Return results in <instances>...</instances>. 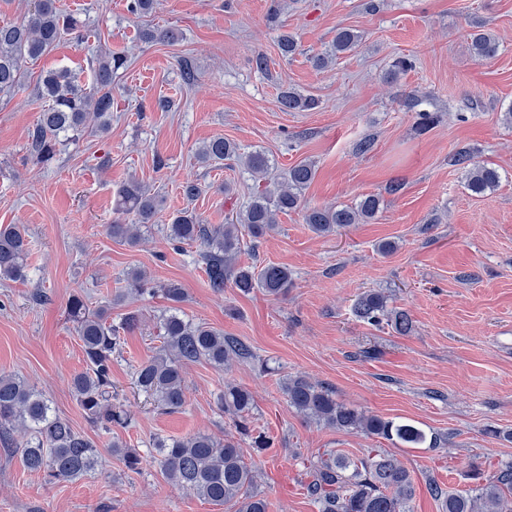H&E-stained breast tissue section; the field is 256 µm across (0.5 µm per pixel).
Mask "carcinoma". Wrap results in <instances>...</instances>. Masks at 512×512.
I'll use <instances>...</instances> for the list:
<instances>
[{
  "instance_id": "1",
  "label": "carcinoma",
  "mask_w": 512,
  "mask_h": 512,
  "mask_svg": "<svg viewBox=\"0 0 512 512\" xmlns=\"http://www.w3.org/2000/svg\"><path fill=\"white\" fill-rule=\"evenodd\" d=\"M60 0H39L35 10L20 20L0 25V91H14L23 84L27 64L50 52L66 35L80 37L78 21L59 5ZM361 35L348 28L336 32L332 48L312 57L313 66L325 69L337 55L356 50ZM475 55L480 60L493 58L498 41L490 33L472 37ZM127 60L119 54L101 53L93 68L92 85L86 86L71 71L51 69L41 74L37 95L49 101L30 132V148L35 159L48 165L59 152L61 137L76 140L85 133L105 134L111 128L112 96L119 71ZM280 104L286 111L313 110L317 101L292 89L280 92ZM201 163L221 164L244 160V167L259 181L248 206L235 221L211 226L188 206L170 215L161 227L167 241L175 248L184 244L200 245L209 286L224 292L230 282L244 294L259 288L276 299L288 295L292 274L288 268L268 263L261 267L239 266L242 232L258 239L277 227V216L303 208V220L317 235H328L338 227L368 224L375 220L381 199L368 195L352 206H302L305 190L315 178L314 165L300 163L271 175L273 165L262 151L239 153L233 142L215 137L197 152ZM454 162L466 169L465 187L473 197L496 190L502 180L495 167L474 160L471 153L460 151ZM163 200L149 193L136 179L127 180L118 191L117 213L132 215L135 221L124 224L116 219L108 225L112 239L135 246L141 228L154 223ZM29 248L28 235L19 224L0 226V280H25L23 258ZM144 272L127 274L124 293L119 298H137L148 292ZM159 291L172 303L157 326L161 350L139 365L135 382L139 391L152 397L166 413H178L186 404L184 368L190 363L207 361L216 367L234 358L248 359L250 348L221 330L187 319L177 307L185 299L184 289L170 282ZM360 320L378 325L386 322L407 335L413 324L407 311L390 308L387 298L377 291L364 292L352 304ZM68 319L74 323L86 357V371L72 380V390L86 420L97 431L112 433L114 428L129 427L132 418L124 405L112 402V356L122 349L124 334L139 326L138 311L131 310L112 318V307L90 310L84 296L71 295L66 304ZM288 407L305 418L341 431L361 432L393 445L437 448L441 437L404 421L387 419L359 411L336 399V390L305 375L289 376L281 383ZM219 411L234 418L240 441H249L261 453L271 447V440L250 428L254 407L252 394L228 381L217 398ZM23 430L24 440L17 444L23 467L43 475L48 482L68 481L85 476L98 467L97 443L75 431L68 421L53 412L46 395L16 374H0V434ZM160 470L172 486L190 492L215 505H228L235 512H268V503L259 490L258 469L243 458L239 441L217 438L208 433L184 437L158 438L153 443ZM128 472L142 471L143 457L134 448L116 440L110 444ZM429 493L442 500L443 512H512V462L501 466L493 479L465 493L445 492L436 484ZM306 492L318 505L319 512H412L415 479L394 455L373 448L353 460L327 449L310 461Z\"/></svg>"
}]
</instances>
